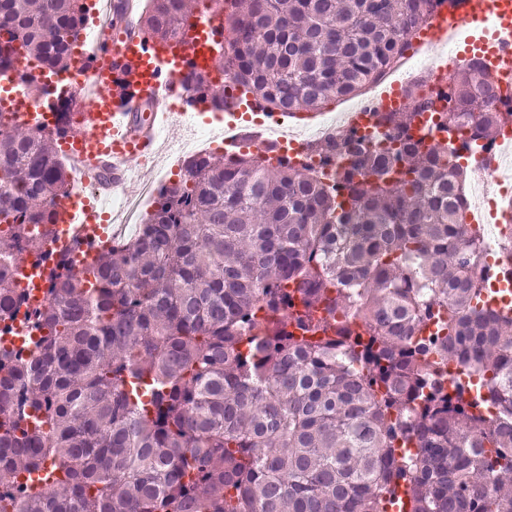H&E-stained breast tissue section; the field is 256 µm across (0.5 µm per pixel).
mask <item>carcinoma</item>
<instances>
[{
	"mask_svg": "<svg viewBox=\"0 0 512 512\" xmlns=\"http://www.w3.org/2000/svg\"><path fill=\"white\" fill-rule=\"evenodd\" d=\"M199 0H150L138 31L187 42ZM442 0H226L214 67L184 61L196 105L233 95L300 112L362 94ZM88 9L0 0V73L47 93ZM309 145L332 182L288 158L188 161L133 240L77 270L64 255L37 355L0 354V512H512V313L479 306L481 244L458 243L463 177L415 134L430 100ZM435 127L490 138L512 116L480 62L448 73ZM80 91L47 132L0 106V315L17 264L48 259L58 152ZM476 372L485 395L445 387ZM493 404L499 412H489ZM47 471L36 490L17 468Z\"/></svg>",
	"mask_w": 512,
	"mask_h": 512,
	"instance_id": "obj_1",
	"label": "carcinoma"
}]
</instances>
